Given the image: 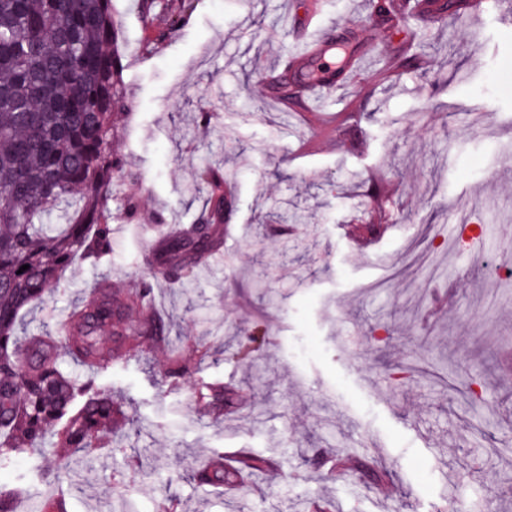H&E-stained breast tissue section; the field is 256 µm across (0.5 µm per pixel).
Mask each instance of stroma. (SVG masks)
<instances>
[{"mask_svg": "<svg viewBox=\"0 0 512 512\" xmlns=\"http://www.w3.org/2000/svg\"><path fill=\"white\" fill-rule=\"evenodd\" d=\"M306 0H198L171 40L148 45L132 0H115L133 107L117 141L144 183L134 221L112 223V257L72 267L64 291L24 314L55 332L87 289L107 278L137 287L162 224L198 222L220 168L232 185L224 246L196 276L154 283L166 347L136 339L105 376L130 421L115 450L64 467L34 448L0 467L18 512L50 495L60 469L71 512H512V0L500 16L466 8L410 28L325 0L324 18L353 33L363 67L323 104L318 123L278 112L260 82L298 45ZM423 37L426 63L393 81L380 57ZM209 113L201 122L200 113ZM375 223L374 235L357 233ZM258 367L231 353L256 322ZM212 347L200 378L237 383L258 408L223 423L193 412L192 385L161 393L169 351ZM246 451L274 458L239 488L194 482ZM340 455L365 460L335 472ZM389 472L377 485L372 470Z\"/></svg>", "mask_w": 512, "mask_h": 512, "instance_id": "35a3bbf8", "label": "stroma"}]
</instances>
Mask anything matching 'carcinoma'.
I'll list each match as a JSON object with an SVG mask.
<instances>
[{"mask_svg": "<svg viewBox=\"0 0 512 512\" xmlns=\"http://www.w3.org/2000/svg\"><path fill=\"white\" fill-rule=\"evenodd\" d=\"M197 4L141 0L151 44L165 41ZM373 8L404 26L421 15L409 0L400 7L377 0ZM430 8L444 19L459 5L433 0ZM119 38L113 0H0V465L46 442L74 452L97 448L99 434L121 425L124 413L100 377L125 362L130 339L166 341L152 283L192 276L224 236V179L207 168L198 174L211 188L205 218L179 231L159 226L139 287L122 293L99 281L71 311V335H18L22 312L45 304L68 268L111 257L117 188L141 179L126 167L114 134L116 112L129 107ZM414 61L403 48L388 59L389 70L398 76ZM210 356L209 345L195 344L192 356L168 363L162 385L179 387ZM65 358L84 368L82 376L63 370ZM241 400L236 386L203 382L193 405L222 422ZM266 467L249 455L241 470L205 468L194 480L222 486ZM41 512H70L68 497L50 496Z\"/></svg>", "mask_w": 512, "mask_h": 512, "instance_id": "obj_1", "label": "carcinoma"}]
</instances>
